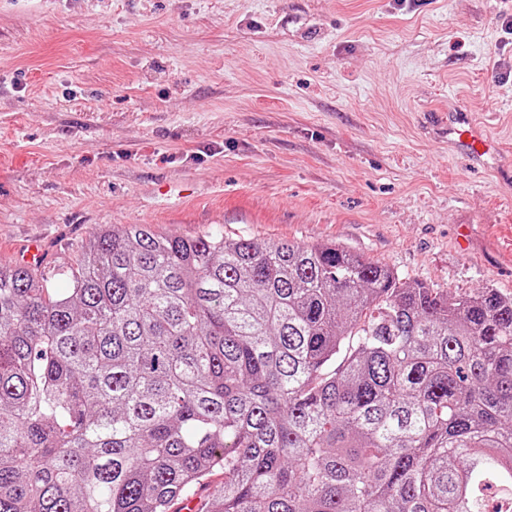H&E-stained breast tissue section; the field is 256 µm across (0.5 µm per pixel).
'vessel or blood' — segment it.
Wrapping results in <instances>:
<instances>
[{
  "mask_svg": "<svg viewBox=\"0 0 512 512\" xmlns=\"http://www.w3.org/2000/svg\"><path fill=\"white\" fill-rule=\"evenodd\" d=\"M443 124L449 145L465 155L474 168L483 169L493 162L500 177L512 179V158L504 155L498 142L485 125L476 122L466 104L454 103Z\"/></svg>",
  "mask_w": 512,
  "mask_h": 512,
  "instance_id": "vessel-or-blood-1",
  "label": "vessel or blood"
}]
</instances>
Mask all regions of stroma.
I'll use <instances>...</instances> for the list:
<instances>
[{
	"label": "stroma",
	"mask_w": 512,
	"mask_h": 512,
	"mask_svg": "<svg viewBox=\"0 0 512 512\" xmlns=\"http://www.w3.org/2000/svg\"><path fill=\"white\" fill-rule=\"evenodd\" d=\"M512 0H0V262L67 287L104 224L337 242L452 297L512 298ZM448 144L457 153L465 155L476 169L486 168L490 160L497 165L501 178L512 179V159L505 156L498 142L489 134L486 126L476 122L467 105L455 102L448 108V118H441Z\"/></svg>",
	"instance_id": "1"
}]
</instances>
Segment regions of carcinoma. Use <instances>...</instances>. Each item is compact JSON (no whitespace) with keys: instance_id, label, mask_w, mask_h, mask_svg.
I'll list each match as a JSON object with an SVG mask.
<instances>
[{"instance_id":"obj_1","label":"carcinoma","mask_w":512,"mask_h":512,"mask_svg":"<svg viewBox=\"0 0 512 512\" xmlns=\"http://www.w3.org/2000/svg\"><path fill=\"white\" fill-rule=\"evenodd\" d=\"M224 482L209 488L214 472ZM512 512V299L336 242L100 227L0 263V512Z\"/></svg>"}]
</instances>
